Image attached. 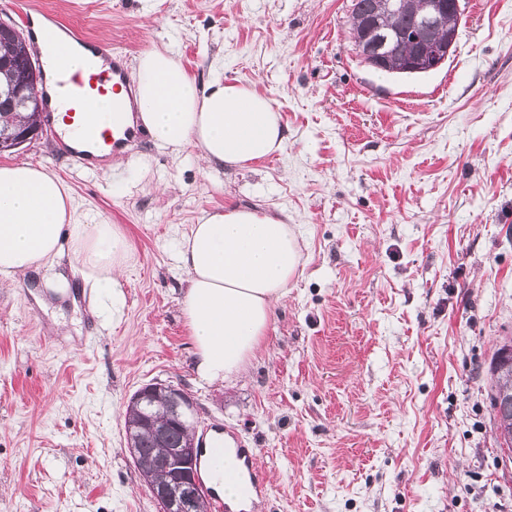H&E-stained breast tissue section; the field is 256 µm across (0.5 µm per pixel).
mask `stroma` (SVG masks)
<instances>
[{
  "label": "stroma",
  "instance_id": "stroma-1",
  "mask_svg": "<svg viewBox=\"0 0 512 512\" xmlns=\"http://www.w3.org/2000/svg\"><path fill=\"white\" fill-rule=\"evenodd\" d=\"M129 58L274 100L282 154L247 169L146 143L97 173L47 134L0 153L57 175L132 249L125 303L42 308L0 288V512H158L125 450L144 384L197 403L195 438L258 451L254 512H512L488 365L512 336V0H464L456 49L417 77L372 70L351 0H39ZM286 213L306 248L264 350L233 387L197 380L173 242L208 212Z\"/></svg>",
  "mask_w": 512,
  "mask_h": 512
}]
</instances>
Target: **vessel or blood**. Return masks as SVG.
Returning <instances> with one entry per match:
<instances>
[{"instance_id":"1","label":"vessel or blood","mask_w":512,"mask_h":512,"mask_svg":"<svg viewBox=\"0 0 512 512\" xmlns=\"http://www.w3.org/2000/svg\"><path fill=\"white\" fill-rule=\"evenodd\" d=\"M91 49L95 55L93 64L75 72L63 70L57 75V86L69 91L68 106L59 119H48L46 131L51 138H58L59 125H82L90 101L111 100L113 110L118 114L136 107L134 88L127 76L126 56L113 53L109 47L97 42L92 43ZM143 136V131L134 126H104L89 145L68 148L67 157L75 166L99 171L104 167L105 157L129 154L131 146Z\"/></svg>"}]
</instances>
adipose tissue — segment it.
Masks as SVG:
<instances>
[{
    "instance_id": "adipose-tissue-1",
    "label": "adipose tissue",
    "mask_w": 512,
    "mask_h": 512,
    "mask_svg": "<svg viewBox=\"0 0 512 512\" xmlns=\"http://www.w3.org/2000/svg\"><path fill=\"white\" fill-rule=\"evenodd\" d=\"M45 30V22L35 21L47 73L92 61L88 47L61 32L46 38ZM132 80L135 120L160 150L178 155L193 146L206 163L245 169L285 148L281 117L268 97L251 85L221 79L198 83L172 48L142 53ZM304 249L294 225L258 207L204 215L177 240L176 260L187 275L181 311L201 381L230 384L246 372ZM67 253L93 291L121 302V279L131 255L123 230L83 211L69 187L43 168L28 161L0 165V280L15 282ZM223 445L218 433L207 440L203 469L232 512H244L249 502L240 482L225 479L216 464V450Z\"/></svg>"
}]
</instances>
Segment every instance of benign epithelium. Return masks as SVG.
Wrapping results in <instances>:
<instances>
[{"label": "benign epithelium", "mask_w": 512, "mask_h": 512, "mask_svg": "<svg viewBox=\"0 0 512 512\" xmlns=\"http://www.w3.org/2000/svg\"><path fill=\"white\" fill-rule=\"evenodd\" d=\"M462 0H423L417 11L414 49L400 53L401 36L386 31L374 20L354 31L356 51L362 61L373 68L396 71L408 75L428 74L440 68L455 51L460 20L463 17ZM20 79L15 97L28 91L38 92L39 76L32 59L19 64ZM162 397L169 407L170 422L180 424L196 413V404L182 388L169 382H152L142 386L129 399L127 408L135 419L126 426V449L141 480L148 487L160 512H208L207 495L194 476V442L166 448L157 466L145 468L139 460L137 434L150 429L159 440H164L168 425L157 423L143 403Z\"/></svg>", "instance_id": "7a95c632"}]
</instances>
